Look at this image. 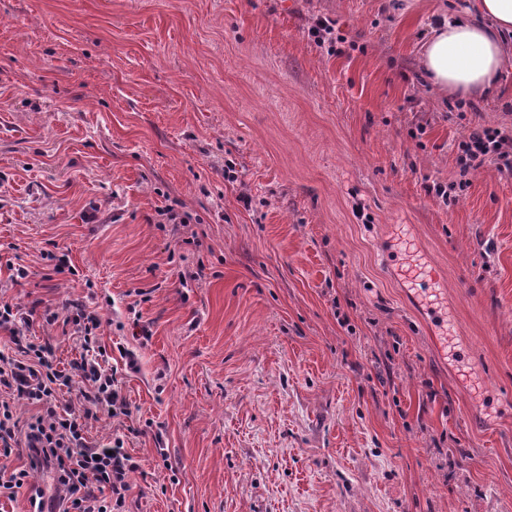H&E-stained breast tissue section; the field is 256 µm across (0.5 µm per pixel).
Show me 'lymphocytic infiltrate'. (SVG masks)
Wrapping results in <instances>:
<instances>
[{
  "label": "lymphocytic infiltrate",
  "instance_id": "f902f5d3",
  "mask_svg": "<svg viewBox=\"0 0 512 512\" xmlns=\"http://www.w3.org/2000/svg\"><path fill=\"white\" fill-rule=\"evenodd\" d=\"M462 171L475 170L487 155H496L500 170L512 173V149L500 131L475 128L457 145ZM33 310L16 303H0V333L10 349L0 352V457L10 458L15 448L26 447L29 464L0 468V498L16 501L25 496L29 512H42V491L30 473L48 470L61 492V512H126L128 478L138 471L137 461L116 437L101 446L88 445L85 432L99 411L113 418L130 416L117 369L111 368L99 341L103 316L99 306L82 301L65 312L45 309V323L61 324L81 350L79 360L59 365L49 343L32 332ZM69 403H62L63 394ZM31 414L22 417L19 406Z\"/></svg>",
  "mask_w": 512,
  "mask_h": 512
}]
</instances>
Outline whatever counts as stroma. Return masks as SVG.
Here are the masks:
<instances>
[{"instance_id": "35a3bbf8", "label": "stroma", "mask_w": 512, "mask_h": 512, "mask_svg": "<svg viewBox=\"0 0 512 512\" xmlns=\"http://www.w3.org/2000/svg\"><path fill=\"white\" fill-rule=\"evenodd\" d=\"M449 2L0 0V300L102 303L132 415L87 439L138 460L129 512H512V175L456 161L512 138V49L494 97L424 82ZM398 224L454 356L383 260ZM509 139L497 129L475 128L467 139L457 145V162L463 172L477 170L484 163V157L496 155L499 169L512 173V151L508 149Z\"/></svg>"}]
</instances>
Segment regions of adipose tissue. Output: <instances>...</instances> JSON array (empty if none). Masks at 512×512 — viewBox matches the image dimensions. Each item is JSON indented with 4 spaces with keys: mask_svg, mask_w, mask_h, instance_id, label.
Wrapping results in <instances>:
<instances>
[{
    "mask_svg": "<svg viewBox=\"0 0 512 512\" xmlns=\"http://www.w3.org/2000/svg\"><path fill=\"white\" fill-rule=\"evenodd\" d=\"M512 36V0H476L460 18L442 21L421 49L422 67L444 92L467 96L491 92Z\"/></svg>",
    "mask_w": 512,
    "mask_h": 512,
    "instance_id": "adipose-tissue-1",
    "label": "adipose tissue"
}]
</instances>
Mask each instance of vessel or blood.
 Wrapping results in <instances>:
<instances>
[{
	"mask_svg": "<svg viewBox=\"0 0 512 512\" xmlns=\"http://www.w3.org/2000/svg\"><path fill=\"white\" fill-rule=\"evenodd\" d=\"M387 255L395 274L413 291L421 304L437 312L447 311L448 301L440 288L436 270L404 230H395Z\"/></svg>",
	"mask_w": 512,
	"mask_h": 512,
	"instance_id": "vessel-or-blood-1",
	"label": "vessel or blood"
}]
</instances>
